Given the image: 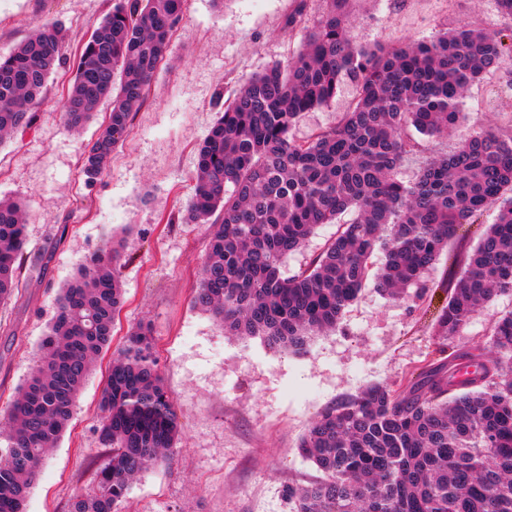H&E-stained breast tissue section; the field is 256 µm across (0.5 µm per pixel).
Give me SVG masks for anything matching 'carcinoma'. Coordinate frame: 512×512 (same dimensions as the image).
Here are the masks:
<instances>
[{
	"label": "carcinoma",
	"instance_id": "carcinoma-1",
	"mask_svg": "<svg viewBox=\"0 0 512 512\" xmlns=\"http://www.w3.org/2000/svg\"><path fill=\"white\" fill-rule=\"evenodd\" d=\"M325 2L299 51L241 84L198 148L184 220L209 225V233L193 302L229 336L300 353L336 328L370 279L390 299L426 291L424 275L457 229L495 205V222L462 251L461 274L448 278L435 326L445 345L495 297L512 295V130H461L466 92L512 61V45L460 27L429 42L355 48L347 0ZM185 3L113 0L75 56L64 125L79 129L109 103L82 160L86 184L103 174L146 101ZM62 43L60 29L39 22L0 55V143L34 123ZM344 75L354 94L336 126L294 138L300 116L332 102ZM415 132L456 133L458 141L452 152L426 157L405 183L397 172L419 147ZM335 223L336 237L305 269L282 273L318 226ZM25 247L24 206L1 200L0 303L18 288ZM121 256L110 243L61 289L43 356L0 419V512H25L36 468L112 342ZM511 363L512 311L494 323L491 354L460 348L402 387L373 385L323 408L298 445L321 479L283 490L291 512H512V376L503 372ZM100 409L99 438L112 460L96 491L76 495L70 512H114L133 479L162 463L180 438L150 326L132 330L113 359Z\"/></svg>",
	"mask_w": 512,
	"mask_h": 512
}]
</instances>
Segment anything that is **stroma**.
Listing matches in <instances>:
<instances>
[{"mask_svg":"<svg viewBox=\"0 0 512 512\" xmlns=\"http://www.w3.org/2000/svg\"><path fill=\"white\" fill-rule=\"evenodd\" d=\"M297 0H187L147 103L102 177L86 185L83 153L98 133L60 117L73 76H51L33 126L0 146V198L26 202V260L12 299L0 305V409L29 376L57 296L84 258L112 240L123 244V304L112 343L80 390L66 432L44 460L27 512H69L110 454L99 441V401L112 359L128 332L154 331V352L183 435L160 465L142 472L114 512H290L282 489L319 479L297 445L311 421L336 400L374 383H406L413 371L446 361L456 348L488 347L494 321L512 296L488 303L452 343L434 324L447 302V274L461 247L475 246L497 211L462 225L427 276L423 297L389 300L374 289L346 309L336 330L313 336L303 354L270 349L260 338L225 335L191 303L206 253L207 227L186 224L197 147L232 90L300 48L287 20ZM112 7V0H0V55L46 18L65 31L66 57ZM347 32L358 46L429 41L468 25L512 38L496 0H348ZM343 79L335 100L307 113L295 134L334 127L352 99ZM462 109L465 127L512 125V75L476 81Z\"/></svg>","mask_w":512,"mask_h":512,"instance_id":"obj_1","label":"stroma"}]
</instances>
